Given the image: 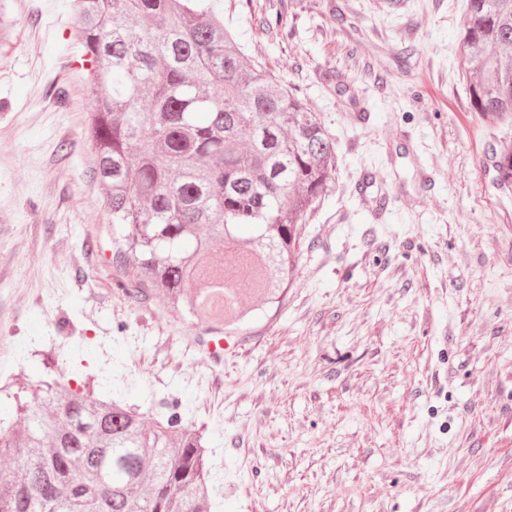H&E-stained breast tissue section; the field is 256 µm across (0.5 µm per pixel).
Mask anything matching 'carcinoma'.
I'll return each instance as SVG.
<instances>
[{
    "mask_svg": "<svg viewBox=\"0 0 512 512\" xmlns=\"http://www.w3.org/2000/svg\"><path fill=\"white\" fill-rule=\"evenodd\" d=\"M94 64L88 139L105 189L112 263L137 304L155 292L226 333L247 315L238 283L274 300L292 278L302 225L335 184L336 138L297 92L252 63L210 0H73ZM474 111L512 125V0H466L457 47ZM512 190V140L494 149ZM236 245L212 262L211 241ZM194 284L188 290V284ZM0 429V512H208L204 447L173 413L94 389L25 402ZM146 484L149 494L135 501Z\"/></svg>",
    "mask_w": 512,
    "mask_h": 512,
    "instance_id": "1",
    "label": "carcinoma"
}]
</instances>
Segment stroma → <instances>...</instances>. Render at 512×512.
Returning a JSON list of instances; mask_svg holds the SVG:
<instances>
[{
	"label": "stroma",
	"instance_id": "1",
	"mask_svg": "<svg viewBox=\"0 0 512 512\" xmlns=\"http://www.w3.org/2000/svg\"><path fill=\"white\" fill-rule=\"evenodd\" d=\"M0 0V422L44 381L107 383L201 436L211 512H512V140L472 111L465 0H214L246 53L337 142L282 306L252 297L235 348L163 296L131 302L92 179L71 0ZM408 64H400L405 50ZM494 168L497 186L503 191L512 190V140L501 141L494 149Z\"/></svg>",
	"mask_w": 512,
	"mask_h": 512
}]
</instances>
